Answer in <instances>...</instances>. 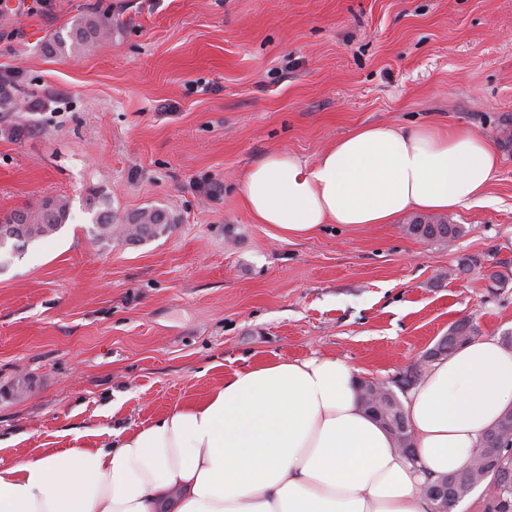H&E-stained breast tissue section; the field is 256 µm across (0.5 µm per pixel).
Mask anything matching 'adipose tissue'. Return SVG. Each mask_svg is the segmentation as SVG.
<instances>
[{"mask_svg":"<svg viewBox=\"0 0 512 512\" xmlns=\"http://www.w3.org/2000/svg\"><path fill=\"white\" fill-rule=\"evenodd\" d=\"M499 166L492 142L465 128L366 124L311 163L269 154L239 184L253 221L285 239L470 207ZM403 405L412 462L361 410L343 359L242 369L202 402L113 431L107 446L0 466V512H434L427 477L462 469L512 407V349L473 339Z\"/></svg>","mask_w":512,"mask_h":512,"instance_id":"1","label":"adipose tissue"}]
</instances>
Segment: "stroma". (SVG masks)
Segmentation results:
<instances>
[{"label":"stroma","mask_w":512,"mask_h":512,"mask_svg":"<svg viewBox=\"0 0 512 512\" xmlns=\"http://www.w3.org/2000/svg\"><path fill=\"white\" fill-rule=\"evenodd\" d=\"M112 35L47 42L80 15ZM38 112H0V212L63 196L69 216L0 270V464L203 399L225 376L338 357L391 382L458 320L512 333V0H51L0 17V76ZM371 123L459 126L502 157L464 235L406 221L277 238L240 175L314 161ZM174 209L165 235L102 244L117 219ZM499 280H492V273Z\"/></svg>","instance_id":"stroma-1"}]
</instances>
